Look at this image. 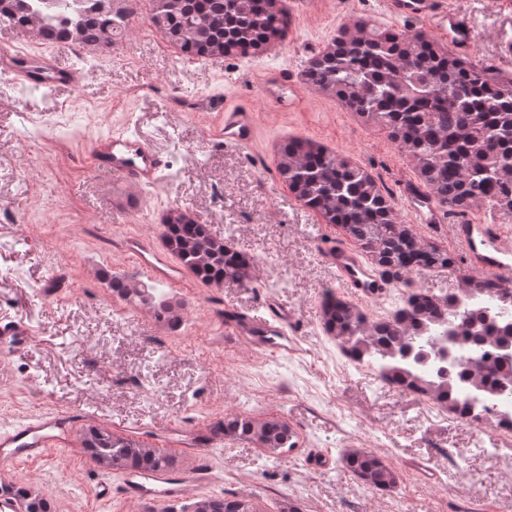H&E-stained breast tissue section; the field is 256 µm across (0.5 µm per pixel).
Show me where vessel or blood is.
Returning <instances> with one entry per match:
<instances>
[{"instance_id":"vessel-or-blood-1","label":"vessel or blood","mask_w":512,"mask_h":512,"mask_svg":"<svg viewBox=\"0 0 512 512\" xmlns=\"http://www.w3.org/2000/svg\"><path fill=\"white\" fill-rule=\"evenodd\" d=\"M384 6L393 18L429 23L447 41L454 55L462 58L473 55L474 35L459 13L449 7L448 0H384ZM0 73L20 83L53 89L79 87L85 78L82 68L61 62L57 53L20 54L8 45L0 47ZM262 94L272 104L286 110L294 108L300 98L293 75L285 70L268 76ZM216 134L230 145H250L255 135L253 112L241 105L225 108L216 125ZM90 163L96 170L112 173L136 189L156 185L168 167L166 155L150 141L122 132L96 137ZM403 196L418 223L429 228L441 223L440 210L422 187L407 184ZM450 234L473 269L500 281L512 282V227L466 220L451 225ZM123 249L150 279L173 285L182 284L186 279V270L152 238L128 237ZM319 255L337 281L354 297L374 300L386 293V281L357 249L331 238L322 244ZM224 325L243 343L265 353L285 355L299 348L297 337L290 334L291 328L298 325L295 313L273 296L266 297L256 311L227 309ZM31 339L32 332L24 322H0V353L10 354L27 346ZM88 419L84 412L76 415L46 411L0 431V466L36 462L54 449L70 446L76 423ZM163 442L194 457V464L175 472L126 471L117 481L99 484L97 496L104 501L117 496L131 503L172 502L184 499L192 490L211 482V469L200 461L199 455L202 448L215 444V437L205 431L188 437L172 427L164 432Z\"/></svg>"}]
</instances>
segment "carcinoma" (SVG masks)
<instances>
[{
	"label": "carcinoma",
	"instance_id": "obj_1",
	"mask_svg": "<svg viewBox=\"0 0 512 512\" xmlns=\"http://www.w3.org/2000/svg\"><path fill=\"white\" fill-rule=\"evenodd\" d=\"M141 0H0V24L29 31L47 44L77 41L92 54L130 32ZM148 19L184 58L244 57L287 38L292 18L282 0H148ZM312 58L304 83L330 92L359 117L386 130L411 160L423 187L446 213L460 215L512 204V77L443 50L422 29H379L359 18ZM276 170L288 190L327 224L339 226L388 281L406 288L392 315L373 321L349 300L328 291L321 322L352 360L384 381L448 407L475 427L484 418L466 411L469 392L512 399V323L494 322L491 306L512 311V284L486 274L467 276L453 293L414 288L410 272L446 269L460 257L402 223L392 196L365 168L307 138L277 147ZM165 245L203 284L249 286L254 258L218 237L191 214L173 209L164 219ZM119 298L153 309L171 328L183 321L185 302L123 275L102 272ZM470 355L456 363L458 337ZM213 435L249 442L268 452L294 445L287 420L227 413L209 424ZM84 454L118 470L174 468L168 452L95 424L84 429ZM345 472L368 488H395L400 473L368 450L341 458ZM0 512H54L53 503L28 485L0 482ZM179 512H256L248 502L202 496Z\"/></svg>",
	"mask_w": 512,
	"mask_h": 512
}]
</instances>
